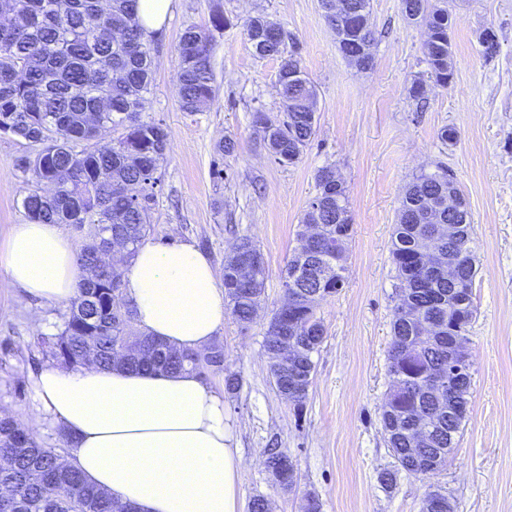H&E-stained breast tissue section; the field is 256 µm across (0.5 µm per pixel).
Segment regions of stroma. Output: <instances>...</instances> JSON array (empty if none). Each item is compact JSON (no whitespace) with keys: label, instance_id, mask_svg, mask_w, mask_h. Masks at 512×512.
<instances>
[{"label":"stroma","instance_id":"stroma-1","mask_svg":"<svg viewBox=\"0 0 512 512\" xmlns=\"http://www.w3.org/2000/svg\"><path fill=\"white\" fill-rule=\"evenodd\" d=\"M221 4L231 23L216 36L213 101L199 112H183L175 87L179 37L188 25L207 23L212 0H173L155 39L145 114L170 135L151 241L194 243L220 277L231 247L247 236L268 266L263 317L244 328L225 316L216 335L228 369L241 380L239 392L224 399L245 462L240 505L262 495L273 512H301L303 495L311 493L322 512H420L432 485L447 491L455 512H512V0H448L456 17L455 71L445 88L429 83L424 30L403 17L399 0H372L377 42L366 71L339 51L321 0ZM260 11L296 43L317 92L316 136L293 165L269 156L253 124L255 111L273 121L283 113L277 61L258 57L242 32L244 19ZM487 28L497 35L490 59L479 40ZM418 80L426 84L420 101L410 95ZM446 126L456 129L454 142L441 141ZM227 139L235 150L218 157L217 146ZM23 153L18 141L0 135V246L13 225L27 220L21 201L31 184L18 169ZM217 159L224 162L220 179L212 175ZM439 164L454 174L474 225L469 412L444 470L425 481L399 474L388 489L378 475L393 463L380 421L399 288L391 240L404 186ZM326 165L335 166L349 194L348 278L317 308L326 335L308 399L297 410L271 384L264 316L281 302L282 273L316 193V173ZM67 311L32 298L0 271V411H9L47 448L66 442L63 426L35 398L33 380L53 361L34 341L57 334ZM269 448L292 457L294 492L272 484L263 465Z\"/></svg>","mask_w":512,"mask_h":512}]
</instances>
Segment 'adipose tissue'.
Returning <instances> with one entry per match:
<instances>
[{"label": "adipose tissue", "mask_w": 512, "mask_h": 512, "mask_svg": "<svg viewBox=\"0 0 512 512\" xmlns=\"http://www.w3.org/2000/svg\"><path fill=\"white\" fill-rule=\"evenodd\" d=\"M0 269L42 301L67 304L77 294V254L57 224L13 225ZM122 288L139 330L171 348L203 349L224 323L212 263L194 244L143 242ZM34 390L71 434L70 461L115 500L139 512H240L234 426L196 374L48 367Z\"/></svg>", "instance_id": "adipose-tissue-1"}]
</instances>
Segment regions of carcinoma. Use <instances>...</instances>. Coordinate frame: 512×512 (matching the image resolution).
I'll return each mask as SVG.
<instances>
[{"mask_svg": "<svg viewBox=\"0 0 512 512\" xmlns=\"http://www.w3.org/2000/svg\"><path fill=\"white\" fill-rule=\"evenodd\" d=\"M403 16L421 11L419 20L433 29V41L424 46L430 78L448 87L452 45L448 30L452 17L448 5L428 0H400ZM228 19L217 4L203 26L191 25L180 36L176 52L179 70L176 86L181 107L197 112L215 96L211 65L214 34L224 30ZM264 15L248 17L243 32L255 54L278 62L277 85L283 99L284 117L268 124L258 111L254 122L263 129L264 144L275 162L293 165L301 159L316 135V92L301 65L299 48L289 46L283 30ZM153 40L145 37L137 0H0V134L34 147L20 158L18 167L33 188L21 206L29 220L39 224H74L86 231L89 242L78 256L79 268H90L106 242L103 232H120L131 245L132 258L142 241L153 231L152 203L161 185V164L169 137L164 125L144 117L152 83ZM336 169L324 166L316 174V196L310 198L302 224H321L325 234L317 244L316 264L331 275L311 284L321 299L343 288L346 274L336 273V250L346 251L353 225L336 223V211H350L347 189L336 190ZM453 174L444 166L421 171L404 187L395 224L391 257L404 288L402 305L396 307L388 350L389 372L403 376L402 387L392 401L381 407V424L395 460V469L379 474L380 483L390 488L399 473L426 477L421 462H448V449L457 446L466 417L455 414L454 390L436 393L423 387L426 372H448V357L454 337L467 335L474 311L472 286L477 257L471 212L457 216V237L441 239L434 247L443 256L452 255L460 268L455 285L429 277L416 262L421 240L435 223H448V209L428 207L427 200L448 193ZM299 258L292 256L283 273L284 293L299 286ZM238 269L231 257L224 259L225 310L243 327L253 321L255 292L264 291L268 277L265 262L250 267L248 287L236 284ZM124 299L121 270L114 267L99 282L81 277L76 297L70 304L60 333L36 339L57 362L75 367L83 361L84 347H99L95 366L112 369L151 370L164 373L192 371L200 376L224 371V346L215 342L207 348L184 352L159 350L157 338L138 331L132 307L120 310ZM317 305L307 302L283 307L270 320L284 336L301 345L296 370L303 378L296 396L288 393V376L270 370L277 393L303 407L315 372V357L325 337L324 325L316 315ZM440 319L454 328L432 338L422 337L427 321ZM143 345L118 364L113 353ZM422 414L432 415L424 423L428 442L414 448L410 428ZM11 456L12 464L0 470V488L8 487L21 503V512H71L80 501L84 512H125L127 505L88 483L69 465L58 448H45L16 421L0 417V454ZM284 452L270 448L265 463L280 470L279 485L296 484L293 460L281 462Z\"/></svg>", "mask_w": 512, "mask_h": 512, "instance_id": "cac0c4a2", "label": "carcinoma"}]
</instances>
